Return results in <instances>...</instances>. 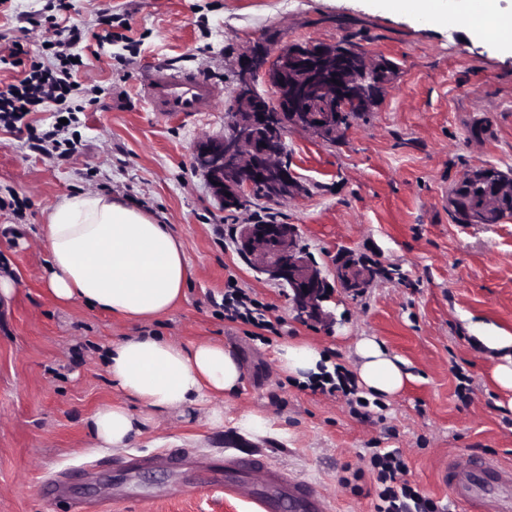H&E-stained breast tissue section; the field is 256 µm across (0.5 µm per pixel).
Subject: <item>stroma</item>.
Wrapping results in <instances>:
<instances>
[{
  "mask_svg": "<svg viewBox=\"0 0 512 512\" xmlns=\"http://www.w3.org/2000/svg\"><path fill=\"white\" fill-rule=\"evenodd\" d=\"M72 28L102 36L73 48L92 95L71 122L51 107L25 118L36 132L57 130L70 157L43 155L26 134L0 128V273L17 284L0 296V512H261L219 485L190 490L232 455L310 482L335 512H374L376 449L399 452L404 481L438 512H457L440 480L449 455L512 467V393L492 383L496 354L474 330L512 334V217L459 224L445 200L471 170L512 173V52L386 0H70L61 11L52 0H0V52L22 35L46 62L59 31ZM298 41L349 43L393 63L387 92L336 142L286 136L298 200L254 197L225 210L193 167V148L223 135L242 56ZM158 67L193 71L222 95L209 111L157 117L143 81ZM81 192L126 199L180 238L191 275L175 308L131 323L51 298L39 229L52 204ZM268 218L298 225L326 277L340 261H365L375 271L370 286L357 296L334 289L325 304L332 322L299 319L287 288L237 249L242 225ZM231 282L265 306L272 330L225 318ZM147 332L222 342L242 364L244 387L225 398L223 428L201 406L149 422L128 451L93 447L91 415L121 398L106 352ZM364 336L409 374L393 397L358 388L365 415H354L342 392L278 368L281 345L306 341L356 373ZM249 412L264 417L262 428L240 426Z\"/></svg>",
  "mask_w": 512,
  "mask_h": 512,
  "instance_id": "stroma-1",
  "label": "stroma"
}]
</instances>
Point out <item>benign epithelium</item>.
<instances>
[{
    "instance_id": "benign-epithelium-1",
    "label": "benign epithelium",
    "mask_w": 512,
    "mask_h": 512,
    "mask_svg": "<svg viewBox=\"0 0 512 512\" xmlns=\"http://www.w3.org/2000/svg\"><path fill=\"white\" fill-rule=\"evenodd\" d=\"M391 74L388 61H376L346 43L296 42L273 56L256 47L239 63L228 131L221 138L201 139L193 150V163L226 209L244 207L257 191L274 202L296 199L303 189L283 160L285 135L303 133L324 142L343 137L347 113L371 111ZM260 76L273 90V99L258 92ZM485 180L486 193L466 212V224H488L512 209V175L490 178L480 167L463 182ZM238 250L256 272L288 288L300 318L326 317L323 303L330 297V284L300 246L298 225L243 224ZM373 276L365 265L343 263L336 267V286L360 293Z\"/></svg>"
}]
</instances>
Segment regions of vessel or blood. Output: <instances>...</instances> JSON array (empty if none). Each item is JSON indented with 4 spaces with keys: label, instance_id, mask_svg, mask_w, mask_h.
I'll use <instances>...</instances> for the list:
<instances>
[{
    "label": "vessel or blood",
    "instance_id": "b4317fda",
    "mask_svg": "<svg viewBox=\"0 0 512 512\" xmlns=\"http://www.w3.org/2000/svg\"><path fill=\"white\" fill-rule=\"evenodd\" d=\"M220 90L202 77L189 72H151L144 83V94L153 112L168 117L202 112ZM501 462L458 456L448 464L443 479L462 512H512V482L501 478ZM263 512H332L327 499L311 484L288 479L278 483L276 492L261 496Z\"/></svg>",
    "mask_w": 512,
    "mask_h": 512
}]
</instances>
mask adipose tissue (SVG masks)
Returning a JSON list of instances; mask_svg holds the SVG:
<instances>
[{
	"label": "adipose tissue",
	"mask_w": 512,
	"mask_h": 512,
	"mask_svg": "<svg viewBox=\"0 0 512 512\" xmlns=\"http://www.w3.org/2000/svg\"><path fill=\"white\" fill-rule=\"evenodd\" d=\"M393 9L442 24L465 19L481 37L512 48V10L499 0H393ZM49 255L47 288L61 305L82 302L132 322L159 317L182 299L189 277L183 243L149 211L108 194L83 192L52 205L41 227ZM357 378L374 394L391 397L405 385L401 359L372 338L358 341ZM281 371L304 382L327 360L307 342L282 345ZM105 370L123 401L98 409L90 419L97 447L125 449L143 434L145 418L212 405L211 423L224 424L216 406L243 385L239 359L223 344H178L147 333L128 336L108 349ZM141 406L133 415L127 402Z\"/></svg>",
	"instance_id": "obj_1"
}]
</instances>
